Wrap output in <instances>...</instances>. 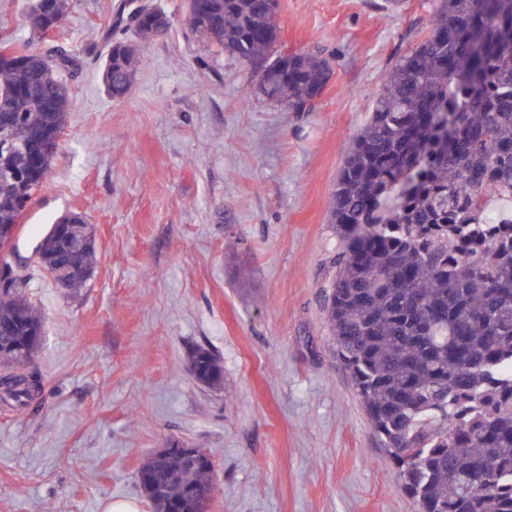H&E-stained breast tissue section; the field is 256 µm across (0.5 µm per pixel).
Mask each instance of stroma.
Masks as SVG:
<instances>
[{
  "label": "stroma",
  "instance_id": "35a3bbf8",
  "mask_svg": "<svg viewBox=\"0 0 512 512\" xmlns=\"http://www.w3.org/2000/svg\"><path fill=\"white\" fill-rule=\"evenodd\" d=\"M143 47L128 96L101 82L130 0H70L72 104L14 241L79 212L97 261L64 294L38 268L41 395L0 404V512H148L137 471L171 437L209 453L211 512H416L336 355L325 307L336 180L382 76L429 31L425 0H277L278 44L320 49L333 76L309 112L255 94L251 67L194 41L184 0ZM224 364L198 384L188 351ZM190 370L201 385L213 390L224 388V366L218 354L205 347H197L190 354Z\"/></svg>",
  "mask_w": 512,
  "mask_h": 512
}]
</instances>
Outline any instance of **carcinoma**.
Wrapping results in <instances>:
<instances>
[{
    "mask_svg": "<svg viewBox=\"0 0 512 512\" xmlns=\"http://www.w3.org/2000/svg\"><path fill=\"white\" fill-rule=\"evenodd\" d=\"M197 41L263 69L254 92L308 112L331 76L314 51L275 49L277 0H195ZM430 31L383 77L371 115L340 171L330 223L339 241L327 301L336 351L418 512H512V0H427ZM67 0H31L32 39L42 41ZM134 39L112 45L102 82L126 97L140 52L168 15L148 6ZM63 48L16 46L0 35V231L16 225L32 183L51 167L47 143L69 112ZM73 246L47 232L39 266L71 269L81 287L96 262V228ZM43 323L29 286L0 288V401L25 407L41 394L33 361ZM190 370L224 388L218 354L197 347ZM151 512H210L212 461L153 453L138 470Z\"/></svg>",
    "mask_w": 512,
    "mask_h": 512,
    "instance_id": "cac0c4a2",
    "label": "carcinoma"
}]
</instances>
